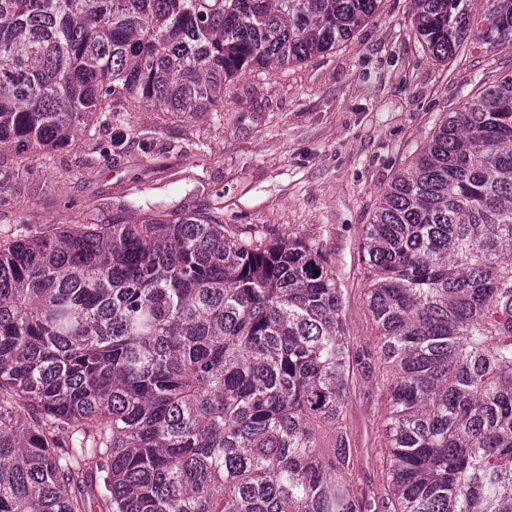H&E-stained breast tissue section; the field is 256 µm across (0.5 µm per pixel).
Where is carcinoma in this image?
<instances>
[{
	"label": "carcinoma",
	"mask_w": 512,
	"mask_h": 512,
	"mask_svg": "<svg viewBox=\"0 0 512 512\" xmlns=\"http://www.w3.org/2000/svg\"><path fill=\"white\" fill-rule=\"evenodd\" d=\"M379 0H0V149L96 138L117 106L219 112ZM451 61L512 47V0H411ZM396 377V512H512V73L450 113L369 224ZM317 242L203 212L0 240V512H359L350 349Z\"/></svg>",
	"instance_id": "cac0c4a2"
}]
</instances>
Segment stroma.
I'll use <instances>...</instances> for the list:
<instances>
[{"label": "stroma", "instance_id": "obj_1", "mask_svg": "<svg viewBox=\"0 0 512 512\" xmlns=\"http://www.w3.org/2000/svg\"><path fill=\"white\" fill-rule=\"evenodd\" d=\"M510 68L506 48L435 60L415 34L411 0H381L351 43L239 77L224 91L223 112L120 111L99 145L24 161L0 151V239L86 215L177 209L210 213L266 243L319 241L351 355L349 490L362 512H393L386 425L394 373L380 354L362 244L383 192L449 112Z\"/></svg>", "mask_w": 512, "mask_h": 512}]
</instances>
